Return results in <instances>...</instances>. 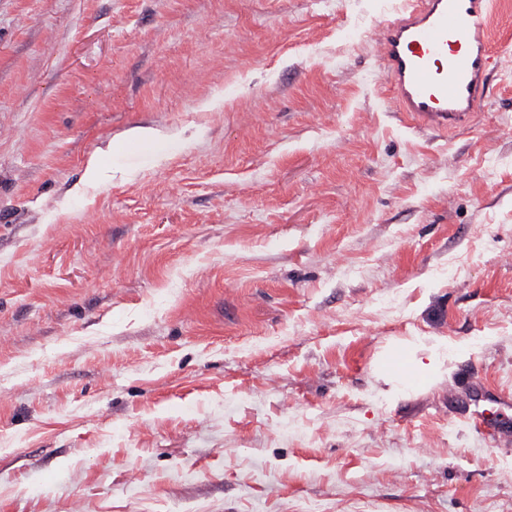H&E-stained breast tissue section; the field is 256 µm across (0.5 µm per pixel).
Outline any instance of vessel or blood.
<instances>
[{
	"instance_id": "obj_1",
	"label": "vessel or blood",
	"mask_w": 512,
	"mask_h": 512,
	"mask_svg": "<svg viewBox=\"0 0 512 512\" xmlns=\"http://www.w3.org/2000/svg\"><path fill=\"white\" fill-rule=\"evenodd\" d=\"M491 21L492 0H406L380 22L376 57L394 109L423 130L467 125L501 65Z\"/></svg>"
}]
</instances>
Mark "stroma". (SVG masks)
<instances>
[{
    "label": "stroma",
    "instance_id": "obj_1",
    "mask_svg": "<svg viewBox=\"0 0 512 512\" xmlns=\"http://www.w3.org/2000/svg\"><path fill=\"white\" fill-rule=\"evenodd\" d=\"M399 2L0 0V512H512V66L415 128ZM101 157L102 155L95 153L88 158L83 178L84 188H96L106 179L112 178L109 170L104 167Z\"/></svg>",
    "mask_w": 512,
    "mask_h": 512
}]
</instances>
